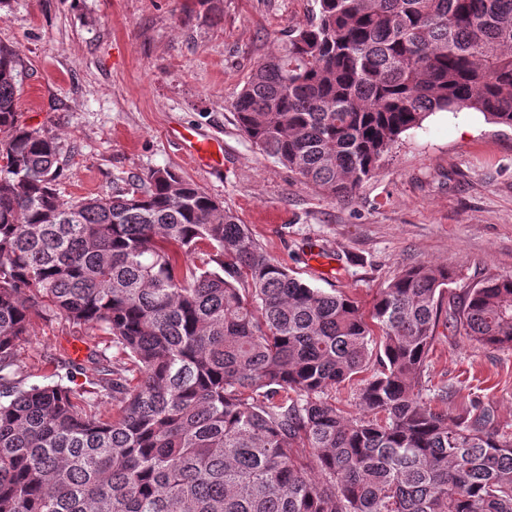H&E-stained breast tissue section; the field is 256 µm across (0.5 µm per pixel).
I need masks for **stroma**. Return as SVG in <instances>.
Returning a JSON list of instances; mask_svg holds the SVG:
<instances>
[{"mask_svg": "<svg viewBox=\"0 0 512 512\" xmlns=\"http://www.w3.org/2000/svg\"><path fill=\"white\" fill-rule=\"evenodd\" d=\"M314 9V0H0V45L21 59L23 120L60 137L65 199L175 170L223 201L293 275L366 307L419 263L453 272L447 300L512 274V128L478 112L433 113L349 201L303 183L243 134L233 105L244 83ZM183 127L223 141L222 171L186 155ZM100 353L129 366L104 332L37 313L16 347L27 386L67 374L86 387ZM422 382L447 387L449 415L487 406L512 433V348L439 327Z\"/></svg>", "mask_w": 512, "mask_h": 512, "instance_id": "35a3bbf8", "label": "stroma"}]
</instances>
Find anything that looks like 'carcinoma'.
I'll return each instance as SVG.
<instances>
[{
	"label": "carcinoma",
	"instance_id": "cac0c4a2",
	"mask_svg": "<svg viewBox=\"0 0 512 512\" xmlns=\"http://www.w3.org/2000/svg\"><path fill=\"white\" fill-rule=\"evenodd\" d=\"M315 3L234 103L302 181L353 198L434 112L512 127V0ZM19 67L0 46V512H512V435L416 391L442 319L512 347V275L445 311L452 275L422 263L365 310L170 169L66 200L58 137L19 120ZM39 310L112 336L133 377L101 354L89 392L21 385ZM345 382L355 412L328 399Z\"/></svg>",
	"mask_w": 512,
	"mask_h": 512
}]
</instances>
